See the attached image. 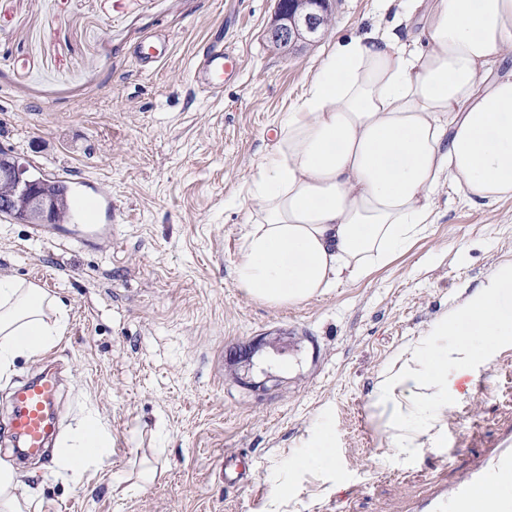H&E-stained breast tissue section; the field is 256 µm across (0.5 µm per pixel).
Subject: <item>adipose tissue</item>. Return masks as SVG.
I'll list each match as a JSON object with an SVG mask.
<instances>
[{
    "instance_id": "ef3b65f1",
    "label": "adipose tissue",
    "mask_w": 512,
    "mask_h": 512,
    "mask_svg": "<svg viewBox=\"0 0 512 512\" xmlns=\"http://www.w3.org/2000/svg\"><path fill=\"white\" fill-rule=\"evenodd\" d=\"M421 24L418 53L394 28L338 39L276 120L244 186L250 222L233 270L253 300L296 305L389 266L430 234L443 187L475 207L512 198V0H431ZM65 323L55 297L0 276V378L50 349ZM511 336L509 262L380 372L374 395L394 446L435 438L457 372ZM111 447L89 421L60 467L82 476Z\"/></svg>"
}]
</instances>
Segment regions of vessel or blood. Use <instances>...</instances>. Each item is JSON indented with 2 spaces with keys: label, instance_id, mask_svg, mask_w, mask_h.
I'll list each match as a JSON object with an SVG mask.
<instances>
[{
  "label": "vessel or blood",
  "instance_id": "obj_1",
  "mask_svg": "<svg viewBox=\"0 0 512 512\" xmlns=\"http://www.w3.org/2000/svg\"><path fill=\"white\" fill-rule=\"evenodd\" d=\"M238 70L237 56L226 52L208 58L195 75L216 90L223 75ZM57 392L58 383L49 370L14 391L0 431L17 454L46 459L47 449L57 431ZM493 480H512V423L502 426L494 443L482 447L470 465L453 480L434 483L422 500L405 501L403 512H471V497L476 487Z\"/></svg>",
  "mask_w": 512,
  "mask_h": 512
}]
</instances>
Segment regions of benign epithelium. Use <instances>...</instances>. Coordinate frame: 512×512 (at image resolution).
Segmentation results:
<instances>
[{
    "mask_svg": "<svg viewBox=\"0 0 512 512\" xmlns=\"http://www.w3.org/2000/svg\"><path fill=\"white\" fill-rule=\"evenodd\" d=\"M331 6L332 0H277L273 22L267 30L269 42L275 49L288 53L299 41L319 33L331 13ZM18 168L19 164L10 154L0 152V205L10 204L11 197L4 192L12 190V180ZM50 218V203L37 187H30L25 222L47 224Z\"/></svg>",
    "mask_w": 512,
    "mask_h": 512,
    "instance_id": "benign-epithelium-1",
    "label": "benign epithelium"
}]
</instances>
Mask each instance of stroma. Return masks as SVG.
<instances>
[{
	"label": "stroma",
	"instance_id": "1",
	"mask_svg": "<svg viewBox=\"0 0 512 512\" xmlns=\"http://www.w3.org/2000/svg\"><path fill=\"white\" fill-rule=\"evenodd\" d=\"M274 0H0V148L31 173L90 181L112 213L73 234L33 235L0 213V275L31 282L68 315L58 344L0 380V413L23 379L56 363L60 435L89 420L111 454L75 479L56 462L15 465L30 512H395L465 469L469 435L512 421V342L479 352L438 437L389 449L372 405L381 368L512 261V199L468 206L443 188L429 236L369 278L288 307L233 281L239 204L273 124L337 36L390 23L398 0H336L323 33L288 54L266 30ZM168 45L147 73L135 55ZM233 51L222 91L194 84L203 56ZM92 245H82L86 235ZM332 465L297 467L317 426ZM244 474L224 478V456ZM157 475L126 491L143 462Z\"/></svg>",
	"mask_w": 512,
	"mask_h": 512
}]
</instances>
